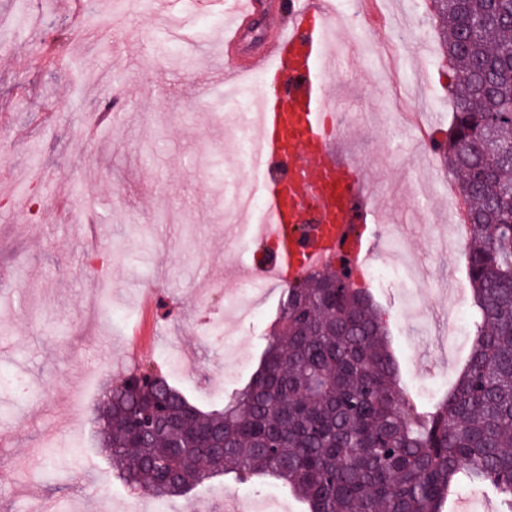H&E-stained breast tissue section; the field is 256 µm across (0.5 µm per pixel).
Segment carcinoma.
Wrapping results in <instances>:
<instances>
[{"label": "carcinoma", "mask_w": 512, "mask_h": 512, "mask_svg": "<svg viewBox=\"0 0 512 512\" xmlns=\"http://www.w3.org/2000/svg\"><path fill=\"white\" fill-rule=\"evenodd\" d=\"M453 119L440 144L467 203L477 307L464 370L426 405L400 392L371 295L316 271L286 291L249 384L205 411L153 370L105 383L90 412L119 477L158 500L272 474L308 512H444L459 475L512 512V0H432Z\"/></svg>", "instance_id": "cac0c4a2"}]
</instances>
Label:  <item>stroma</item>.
<instances>
[{
    "label": "stroma",
    "instance_id": "obj_1",
    "mask_svg": "<svg viewBox=\"0 0 512 512\" xmlns=\"http://www.w3.org/2000/svg\"><path fill=\"white\" fill-rule=\"evenodd\" d=\"M20 0H0V370L30 393L0 387V512H304L268 477L221 476L186 497L158 501L124 484L97 448L89 409L98 381L139 368L170 378L198 407L223 408L261 354L283 296L258 302V321L225 313L237 290L228 269L262 267L270 251L225 247L232 201L254 170L239 144L245 101L211 93L207 67L224 12L198 14L192 0H53L35 24ZM430 0H365L373 39L352 22L333 77L336 110L350 121L343 146L357 152L401 249L424 272L392 277L373 295L388 325L400 384L419 399L453 385L472 344V293L449 296L464 275L448 226V170L417 141L404 114L450 120L448 68ZM179 13L195 50L179 49L163 20ZM116 120L100 121L106 104ZM156 291L143 316L137 296ZM248 359L224 368L225 347Z\"/></svg>",
    "mask_w": 512,
    "mask_h": 512
}]
</instances>
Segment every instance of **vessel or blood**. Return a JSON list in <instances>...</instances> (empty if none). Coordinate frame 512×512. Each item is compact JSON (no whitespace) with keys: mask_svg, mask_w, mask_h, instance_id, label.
I'll use <instances>...</instances> for the list:
<instances>
[{"mask_svg":"<svg viewBox=\"0 0 512 512\" xmlns=\"http://www.w3.org/2000/svg\"><path fill=\"white\" fill-rule=\"evenodd\" d=\"M261 0H224L225 50L242 40ZM289 18L267 48L247 62L226 60L225 87L257 77L253 169L259 211L243 214L255 241L273 258L261 269L236 265L235 281L283 287L325 266L356 276L376 255L380 222L376 190L365 166L343 151L340 118L328 77L336 68L332 34L335 0H289Z\"/></svg>","mask_w":512,"mask_h":512,"instance_id":"vessel-or-blood-1","label":"vessel or blood"}]
</instances>
